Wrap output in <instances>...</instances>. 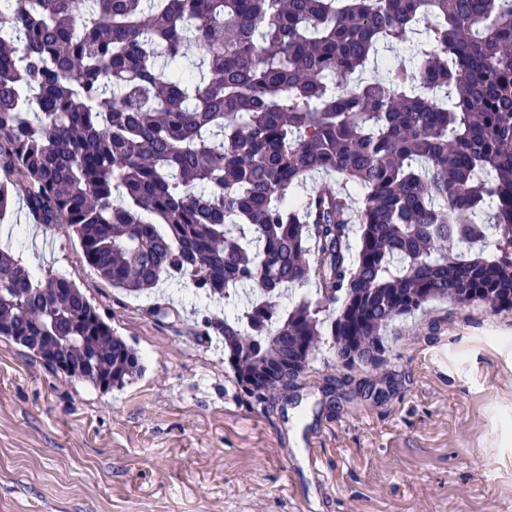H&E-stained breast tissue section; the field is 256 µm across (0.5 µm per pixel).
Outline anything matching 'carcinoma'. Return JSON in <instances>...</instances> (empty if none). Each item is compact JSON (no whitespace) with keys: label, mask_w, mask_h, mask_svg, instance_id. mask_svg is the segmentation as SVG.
Masks as SVG:
<instances>
[{"label":"carcinoma","mask_w":512,"mask_h":512,"mask_svg":"<svg viewBox=\"0 0 512 512\" xmlns=\"http://www.w3.org/2000/svg\"><path fill=\"white\" fill-rule=\"evenodd\" d=\"M0 171V215L21 184L112 287L233 307L198 336L257 403L324 342L374 367L432 302L512 312V0H6ZM21 330L95 387L143 373L75 284L0 248Z\"/></svg>","instance_id":"carcinoma-1"}]
</instances>
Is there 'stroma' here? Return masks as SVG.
<instances>
[{"instance_id": "stroma-1", "label": "stroma", "mask_w": 512, "mask_h": 512, "mask_svg": "<svg viewBox=\"0 0 512 512\" xmlns=\"http://www.w3.org/2000/svg\"><path fill=\"white\" fill-rule=\"evenodd\" d=\"M0 246L71 280L144 365L105 392L0 336V512H512V313L431 303L388 328L379 366L324 350L255 406L197 338L191 286L112 288L67 225L27 221L19 187Z\"/></svg>"}]
</instances>
